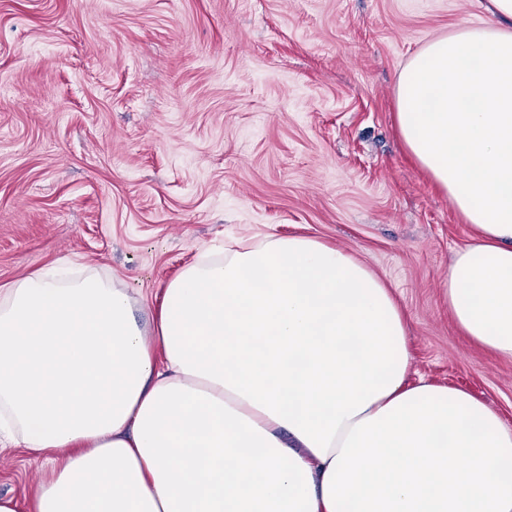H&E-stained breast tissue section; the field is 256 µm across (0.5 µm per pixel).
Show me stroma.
<instances>
[{
  "mask_svg": "<svg viewBox=\"0 0 512 512\" xmlns=\"http://www.w3.org/2000/svg\"><path fill=\"white\" fill-rule=\"evenodd\" d=\"M481 0H0V286L59 264L151 301L205 250L312 235L383 277L412 378L512 424V359L460 336L440 283L469 242L405 151L399 75ZM0 495L44 461L11 448Z\"/></svg>",
  "mask_w": 512,
  "mask_h": 512,
  "instance_id": "35a3bbf8",
  "label": "stroma"
}]
</instances>
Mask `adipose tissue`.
I'll return each instance as SVG.
<instances>
[{"instance_id": "obj_1", "label": "adipose tissue", "mask_w": 512, "mask_h": 512, "mask_svg": "<svg viewBox=\"0 0 512 512\" xmlns=\"http://www.w3.org/2000/svg\"><path fill=\"white\" fill-rule=\"evenodd\" d=\"M427 43L400 136L474 234L442 287L512 358V0ZM49 268L0 289V441L50 462L29 512H512V425L410 383L404 312L304 235L201 253L153 301Z\"/></svg>"}]
</instances>
